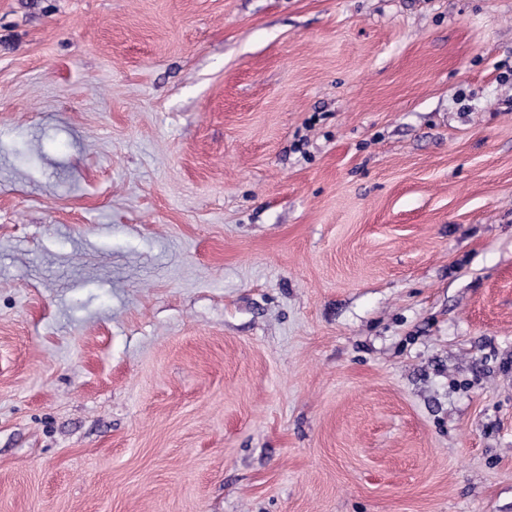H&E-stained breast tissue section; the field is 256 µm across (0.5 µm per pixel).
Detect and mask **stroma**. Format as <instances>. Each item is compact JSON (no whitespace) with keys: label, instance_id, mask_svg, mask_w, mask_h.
I'll return each mask as SVG.
<instances>
[{"label":"stroma","instance_id":"35a3bbf8","mask_svg":"<svg viewBox=\"0 0 512 512\" xmlns=\"http://www.w3.org/2000/svg\"><path fill=\"white\" fill-rule=\"evenodd\" d=\"M512 0H0V512H512Z\"/></svg>","mask_w":512,"mask_h":512}]
</instances>
